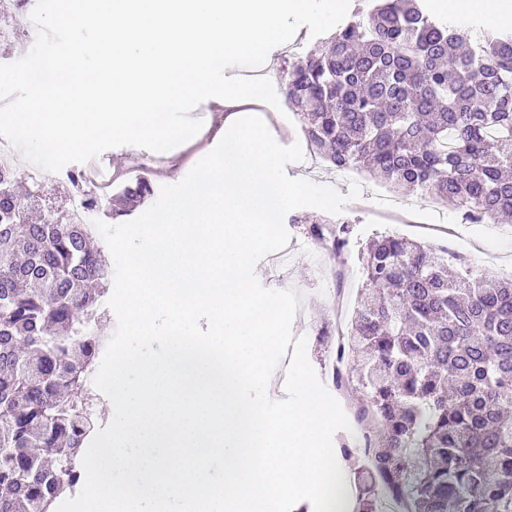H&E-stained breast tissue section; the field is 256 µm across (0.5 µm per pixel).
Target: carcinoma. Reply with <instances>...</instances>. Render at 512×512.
Returning <instances> with one entry per match:
<instances>
[{
	"label": "carcinoma",
	"mask_w": 512,
	"mask_h": 512,
	"mask_svg": "<svg viewBox=\"0 0 512 512\" xmlns=\"http://www.w3.org/2000/svg\"><path fill=\"white\" fill-rule=\"evenodd\" d=\"M288 69V107L315 157L382 174L464 219L512 223V32L475 36L426 0H371ZM154 194L128 182L115 216ZM344 251L328 217H294ZM86 225L0 169V512H56L98 424L86 390L108 338L112 264ZM440 247L396 235L361 251L364 288L344 358L378 420L356 512H512V277H471Z\"/></svg>",
	"instance_id": "1"
}]
</instances>
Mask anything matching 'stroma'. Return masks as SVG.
Wrapping results in <instances>:
<instances>
[{
  "label": "stroma",
  "mask_w": 512,
  "mask_h": 512,
  "mask_svg": "<svg viewBox=\"0 0 512 512\" xmlns=\"http://www.w3.org/2000/svg\"><path fill=\"white\" fill-rule=\"evenodd\" d=\"M219 132L209 138L194 137L169 151V163L150 177L156 186L180 182L193 165L219 142ZM288 176H301L309 181L348 193L358 186L360 196L347 205L338 219L347 223L349 246L340 261H330L308 238L304 225L287 224L291 239L290 258L286 267L276 270L269 260L256 266V276L266 287L292 289L300 296V306L293 323V333L307 339V356L317 375H329L326 353L334 344L337 321L351 323L358 291L363 286L359 251L376 235L398 234L423 243L459 251L466 255L465 266L476 275L512 276V224L489 221L471 223L453 207L433 206L430 199L413 197V205L391 216L387 207L391 193L380 179L367 173L328 169L313 154L303 162L287 165ZM340 289L344 299L342 312H335L330 300L333 289Z\"/></svg>",
  "instance_id": "obj_1"
}]
</instances>
